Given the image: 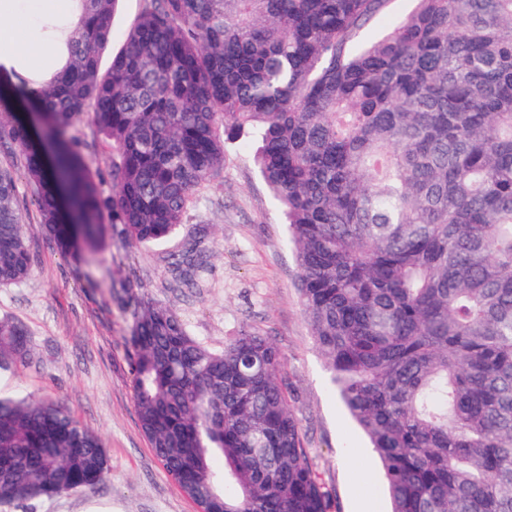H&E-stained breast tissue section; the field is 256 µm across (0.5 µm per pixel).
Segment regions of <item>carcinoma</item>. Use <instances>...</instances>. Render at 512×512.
Returning a JSON list of instances; mask_svg holds the SVG:
<instances>
[{"mask_svg":"<svg viewBox=\"0 0 512 512\" xmlns=\"http://www.w3.org/2000/svg\"><path fill=\"white\" fill-rule=\"evenodd\" d=\"M117 2L44 22L51 40L70 29L50 79L0 67V287L33 262L16 166L45 233L85 261L117 225L140 245L171 237L224 138L246 134L390 512H512V0H413L360 47L392 0H144L104 70ZM201 264L190 250L172 272L193 285ZM128 307L141 429L199 512H338L266 336L246 325L214 350L170 307L132 291ZM30 358L26 326L1 319L0 371ZM109 475L64 406L0 395V503Z\"/></svg>","mask_w":512,"mask_h":512,"instance_id":"carcinoma-1","label":"carcinoma"}]
</instances>
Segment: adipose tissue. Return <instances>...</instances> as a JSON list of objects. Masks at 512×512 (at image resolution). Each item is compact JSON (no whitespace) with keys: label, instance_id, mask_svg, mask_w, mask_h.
<instances>
[{"label":"adipose tissue","instance_id":"obj_1","mask_svg":"<svg viewBox=\"0 0 512 512\" xmlns=\"http://www.w3.org/2000/svg\"><path fill=\"white\" fill-rule=\"evenodd\" d=\"M66 0H0V64L22 63L31 69L60 67L53 43L42 36L44 17L64 12ZM26 37L24 47L14 42L15 32Z\"/></svg>","mask_w":512,"mask_h":512}]
</instances>
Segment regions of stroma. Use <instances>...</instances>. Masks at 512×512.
<instances>
[{
	"instance_id": "35a3bbf8",
	"label": "stroma",
	"mask_w": 512,
	"mask_h": 512,
	"mask_svg": "<svg viewBox=\"0 0 512 512\" xmlns=\"http://www.w3.org/2000/svg\"><path fill=\"white\" fill-rule=\"evenodd\" d=\"M253 149L248 137L226 142L223 170L159 246L115 231L104 251L76 263L59 254L28 208L34 263L24 281L0 288V318L28 327L34 362L0 377V393L61 402L101 437L111 475L92 490L0 503V512H197L139 425L126 358L131 290L171 307L212 348L245 324L268 336L285 356L305 445L340 512H387L382 468L329 382L298 291L294 248L253 167ZM195 243L205 264L197 287L187 288L174 282L170 266Z\"/></svg>"
}]
</instances>
